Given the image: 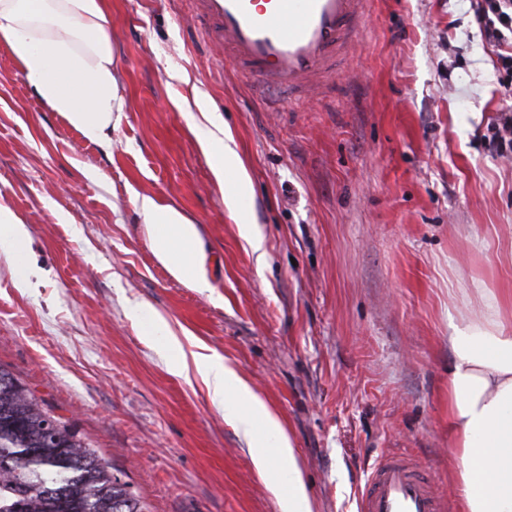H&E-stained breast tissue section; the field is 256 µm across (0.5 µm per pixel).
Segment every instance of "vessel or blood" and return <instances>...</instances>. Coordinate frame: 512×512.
I'll list each match as a JSON object with an SVG mask.
<instances>
[{
  "label": "vessel or blood",
  "mask_w": 512,
  "mask_h": 512,
  "mask_svg": "<svg viewBox=\"0 0 512 512\" xmlns=\"http://www.w3.org/2000/svg\"><path fill=\"white\" fill-rule=\"evenodd\" d=\"M208 43L257 85L288 97L329 87L336 60L361 39L369 0H194ZM359 512H447L415 460L382 456L358 496Z\"/></svg>",
  "instance_id": "obj_1"
}]
</instances>
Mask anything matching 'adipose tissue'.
I'll list each match as a JSON object with an SVG mask.
<instances>
[{"label": "adipose tissue", "mask_w": 512, "mask_h": 512, "mask_svg": "<svg viewBox=\"0 0 512 512\" xmlns=\"http://www.w3.org/2000/svg\"><path fill=\"white\" fill-rule=\"evenodd\" d=\"M111 27L105 0H0V46L50 109L97 143L121 120ZM197 136L223 178L236 165L223 123L211 120ZM139 208L158 261L187 286L207 287L197 226L149 197ZM162 346L180 371L196 368L217 408L254 439L256 465L279 490L282 512H312L291 441L263 400L221 356H185L171 337ZM448 351L449 478L460 512H512V327L496 295L482 318L454 326ZM260 423L264 443L255 439Z\"/></svg>", "instance_id": "adipose-tissue-1"}]
</instances>
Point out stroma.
<instances>
[{
    "mask_svg": "<svg viewBox=\"0 0 512 512\" xmlns=\"http://www.w3.org/2000/svg\"><path fill=\"white\" fill-rule=\"evenodd\" d=\"M106 4L123 97L108 141L68 126L0 47V205L28 233L0 251V367L150 512H281L160 323L264 401L312 512H357L390 451L449 496L448 319L481 318L489 291L512 312V157L483 139L512 45L483 41L469 0H372L332 89L275 105L218 59L190 0ZM206 111L240 159L220 180L192 130ZM145 196L197 224L207 287L156 259Z\"/></svg>",
    "mask_w": 512,
    "mask_h": 512,
    "instance_id": "stroma-1",
    "label": "stroma"
}]
</instances>
